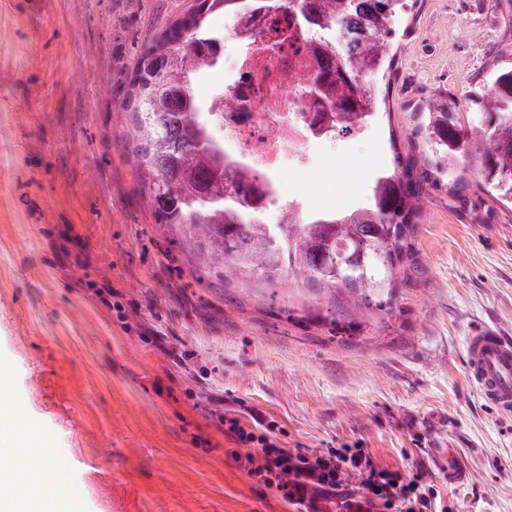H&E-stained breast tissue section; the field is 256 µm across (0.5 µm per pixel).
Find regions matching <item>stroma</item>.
<instances>
[{"label":"stroma","instance_id":"35a3bbf8","mask_svg":"<svg viewBox=\"0 0 512 512\" xmlns=\"http://www.w3.org/2000/svg\"><path fill=\"white\" fill-rule=\"evenodd\" d=\"M194 0H0V396L37 421L80 512H294L250 476L224 413L275 421L282 448H360L423 473L434 512H512V412L466 371L487 323L512 337V212L428 188L394 308L327 304L274 278H222L183 226L155 223L123 112L141 50ZM394 67L361 135L284 171L302 212L366 202L394 155L423 161L417 112L468 96L512 48V0H405ZM456 449L453 484L437 451Z\"/></svg>","mask_w":512,"mask_h":512}]
</instances>
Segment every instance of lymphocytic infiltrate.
I'll return each instance as SVG.
<instances>
[{"label": "lymphocytic infiltrate", "instance_id": "obj_1", "mask_svg": "<svg viewBox=\"0 0 512 512\" xmlns=\"http://www.w3.org/2000/svg\"><path fill=\"white\" fill-rule=\"evenodd\" d=\"M224 432L236 443L261 445L263 462L250 466V474L274 487L297 512H310L315 497L335 494L351 466L358 468L363 486L386 512H427L437 496L433 485L425 483L423 474L404 479L400 472L375 466L360 451L350 454L329 448L309 454L280 448L278 426L251 409L225 415Z\"/></svg>", "mask_w": 512, "mask_h": 512}]
</instances>
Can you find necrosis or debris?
<instances>
[{
    "label": "necrosis or debris",
    "instance_id": "4bbe7bcc",
    "mask_svg": "<svg viewBox=\"0 0 512 512\" xmlns=\"http://www.w3.org/2000/svg\"><path fill=\"white\" fill-rule=\"evenodd\" d=\"M276 0H249L238 8L224 35L240 52L230 65V84L211 97L208 109L224 127V162L235 168L255 169L272 175L293 167L312 168L308 150L317 138L310 123L317 121L323 105L285 89L283 72H314V30L297 24ZM275 45L274 56L263 55L261 45ZM234 98L235 109L224 106Z\"/></svg>",
    "mask_w": 512,
    "mask_h": 512
}]
</instances>
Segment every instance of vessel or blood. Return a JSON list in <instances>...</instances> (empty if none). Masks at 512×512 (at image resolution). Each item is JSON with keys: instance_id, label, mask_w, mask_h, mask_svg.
I'll use <instances>...</instances> for the list:
<instances>
[{"instance_id": "b4317fda", "label": "vessel or blood", "mask_w": 512, "mask_h": 512, "mask_svg": "<svg viewBox=\"0 0 512 512\" xmlns=\"http://www.w3.org/2000/svg\"><path fill=\"white\" fill-rule=\"evenodd\" d=\"M467 372L485 401L512 412V338L501 335L492 326H484L467 339ZM438 466L448 480L457 482L466 476V468L454 449H444ZM317 512H373L362 498L341 500L321 498Z\"/></svg>"}]
</instances>
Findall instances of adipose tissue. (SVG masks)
<instances>
[{
	"label": "adipose tissue",
	"instance_id": "obj_1",
	"mask_svg": "<svg viewBox=\"0 0 512 512\" xmlns=\"http://www.w3.org/2000/svg\"><path fill=\"white\" fill-rule=\"evenodd\" d=\"M0 447L12 448L16 458L0 464V512H61L74 498L73 487L56 462L39 428L21 423L13 405L0 403ZM38 468L39 482L24 487L20 466Z\"/></svg>",
	"mask_w": 512,
	"mask_h": 512
}]
</instances>
